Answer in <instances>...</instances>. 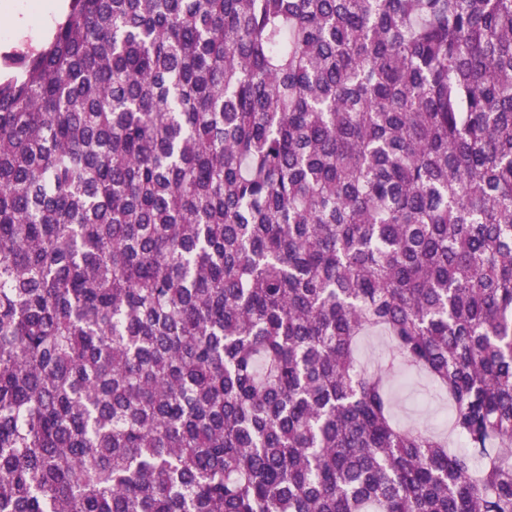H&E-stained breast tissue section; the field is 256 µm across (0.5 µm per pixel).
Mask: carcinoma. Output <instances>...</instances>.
Listing matches in <instances>:
<instances>
[{"mask_svg": "<svg viewBox=\"0 0 512 512\" xmlns=\"http://www.w3.org/2000/svg\"><path fill=\"white\" fill-rule=\"evenodd\" d=\"M3 65L0 512H512V0H70ZM385 347L386 342L382 336L377 334L362 336L357 344V356L365 367L372 368L381 362L386 353ZM396 421L448 433V401L436 398L422 376L405 374L394 387Z\"/></svg>", "mask_w": 512, "mask_h": 512, "instance_id": "carcinoma-1", "label": "carcinoma"}]
</instances>
